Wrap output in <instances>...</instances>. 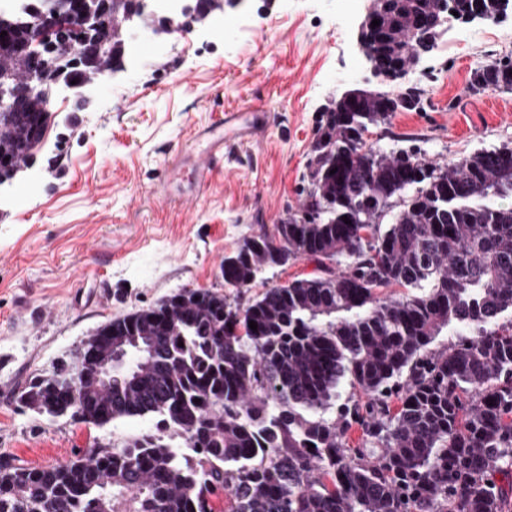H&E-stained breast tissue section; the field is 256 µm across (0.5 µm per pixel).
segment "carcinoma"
<instances>
[{
	"label": "carcinoma",
	"instance_id": "obj_1",
	"mask_svg": "<svg viewBox=\"0 0 512 512\" xmlns=\"http://www.w3.org/2000/svg\"><path fill=\"white\" fill-rule=\"evenodd\" d=\"M498 23L512 0H398L361 32L365 56L391 82L434 48L430 15ZM121 17L141 0H112ZM0 63L18 26L0 27ZM109 59L125 41L101 27ZM48 82L81 70L49 60ZM470 90L512 91V57L475 69ZM422 107L415 86L349 93L322 112L304 200L244 238L221 265L224 286L249 288L298 259L317 274L267 289L246 306L183 289L100 326L112 387L83 363L78 398L57 391L70 365L26 384L18 401L84 423L150 416L154 431L122 448H91L66 464L0 465V512H512V144L439 164L385 153L370 128ZM32 114L0 116V184L26 162ZM391 222L383 224L386 216ZM402 287L408 293L383 294ZM257 323L252 330L249 322ZM456 339L434 346L443 329ZM356 393L331 408L342 379ZM360 432L353 446L350 434ZM196 455L191 463L175 440Z\"/></svg>",
	"mask_w": 512,
	"mask_h": 512
}]
</instances>
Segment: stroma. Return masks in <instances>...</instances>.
<instances>
[{
	"label": "stroma",
	"instance_id": "obj_1",
	"mask_svg": "<svg viewBox=\"0 0 512 512\" xmlns=\"http://www.w3.org/2000/svg\"><path fill=\"white\" fill-rule=\"evenodd\" d=\"M367 5L241 0L164 35L156 28L165 11L150 0L123 69L55 97L32 161L0 185V463L63 464L153 430L150 417L103 427L50 418L17 396L75 358L109 318L182 288L223 291L225 256L299 207L325 105L351 89L389 87L359 44ZM504 56L512 14L490 32L480 21L444 24L401 80L424 89L422 108L395 113L368 141L440 164L511 143L512 92L468 89L474 69ZM245 110L262 113L264 125L244 139L225 128L206 195L165 184L170 166L193 156L200 130ZM314 274L308 260L268 270L237 301Z\"/></svg>",
	"mask_w": 512,
	"mask_h": 512
}]
</instances>
